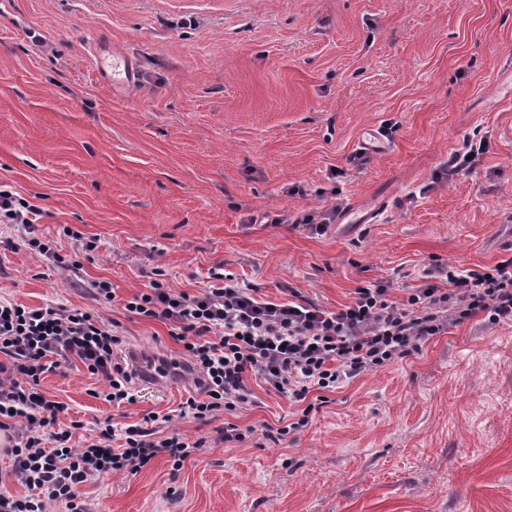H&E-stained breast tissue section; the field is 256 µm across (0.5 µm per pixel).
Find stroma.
Returning a JSON list of instances; mask_svg holds the SVG:
<instances>
[{
    "instance_id": "stroma-1",
    "label": "stroma",
    "mask_w": 512,
    "mask_h": 512,
    "mask_svg": "<svg viewBox=\"0 0 512 512\" xmlns=\"http://www.w3.org/2000/svg\"><path fill=\"white\" fill-rule=\"evenodd\" d=\"M109 49L134 67L121 93L97 71ZM368 127L387 152L364 151ZM479 144L480 167L444 175ZM1 184L75 265L0 223V298L119 323L121 364L180 358L167 322L124 308L154 269L189 294L219 272L271 301L293 289L336 309L377 281L402 300L430 264L512 257V0H0ZM300 212L329 215L326 233L249 222ZM249 387L240 411L200 421L173 414L187 379L118 407L77 363L41 382L80 422L75 447L150 414L206 441L180 470L159 456L87 483V512H512L510 322L449 328L280 441L266 429L295 406ZM228 421L243 442L221 441Z\"/></svg>"
}]
</instances>
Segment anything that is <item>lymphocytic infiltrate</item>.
<instances>
[{"mask_svg": "<svg viewBox=\"0 0 512 512\" xmlns=\"http://www.w3.org/2000/svg\"><path fill=\"white\" fill-rule=\"evenodd\" d=\"M427 278L399 302L386 283L356 289L353 301L334 311L305 298H257L231 275L196 295L154 279L124 308L167 321L196 372L199 393L181 403V415L235 413L250 403L254 379L298 405L297 420L277 430L286 436L307 425L311 393L343 388L473 318L512 322V257L479 269L438 264ZM120 343L115 325L90 311L0 299V434L13 459L9 476L28 491L16 497L0 486V512H49L54 505L85 512L81 485L115 471L137 474L158 456L177 471L197 450L179 434L161 436L137 423L117 429L108 419L92 444L71 446L72 431L60 421L66 406L41 392V380L75 361L107 381L106 401L133 402L131 376L114 361ZM48 439L53 449H45Z\"/></svg>", "mask_w": 512, "mask_h": 512, "instance_id": "f902f5d3", "label": "lymphocytic infiltrate"}]
</instances>
